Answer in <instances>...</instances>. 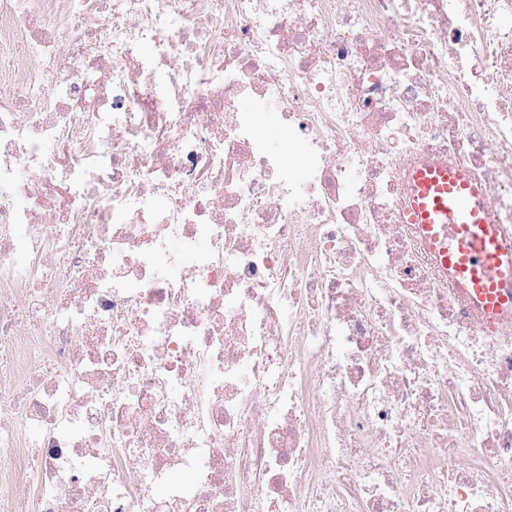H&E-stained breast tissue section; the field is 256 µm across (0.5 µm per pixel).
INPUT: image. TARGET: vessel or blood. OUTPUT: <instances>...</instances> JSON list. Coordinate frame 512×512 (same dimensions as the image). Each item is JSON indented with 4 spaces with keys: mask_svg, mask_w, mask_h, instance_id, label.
<instances>
[{
    "mask_svg": "<svg viewBox=\"0 0 512 512\" xmlns=\"http://www.w3.org/2000/svg\"><path fill=\"white\" fill-rule=\"evenodd\" d=\"M414 218L458 288L487 325L512 313V242L493 224L482 192L458 166H427L413 175Z\"/></svg>",
    "mask_w": 512,
    "mask_h": 512,
    "instance_id": "b4317fda",
    "label": "vessel or blood"
}]
</instances>
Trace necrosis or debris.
<instances>
[{"instance_id": "4bbe7bcc", "label": "necrosis or debris", "mask_w": 512, "mask_h": 512, "mask_svg": "<svg viewBox=\"0 0 512 512\" xmlns=\"http://www.w3.org/2000/svg\"><path fill=\"white\" fill-rule=\"evenodd\" d=\"M429 164L512 238V0H0V512H512Z\"/></svg>"}]
</instances>
